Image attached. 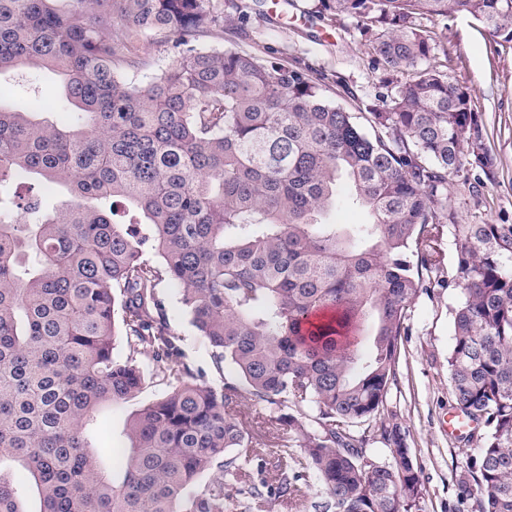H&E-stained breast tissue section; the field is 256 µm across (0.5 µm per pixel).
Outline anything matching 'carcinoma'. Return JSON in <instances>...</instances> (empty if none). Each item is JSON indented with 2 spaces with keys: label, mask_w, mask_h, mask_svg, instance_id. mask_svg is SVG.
Here are the masks:
<instances>
[{
  "label": "carcinoma",
  "mask_w": 512,
  "mask_h": 512,
  "mask_svg": "<svg viewBox=\"0 0 512 512\" xmlns=\"http://www.w3.org/2000/svg\"><path fill=\"white\" fill-rule=\"evenodd\" d=\"M316 9L362 21L387 73L361 122L307 67L203 47L212 0H0V72L59 73L75 115L60 125L0 106V512H28L31 489L35 512H229L240 495L298 505L311 478L315 512H412L421 467L381 412L409 310L445 283V224L463 295L451 410L480 442L457 495L472 512H512V224L456 223L448 177L492 182L494 158L422 27L466 15L511 43L512 0ZM153 36L175 39L173 54L142 84L130 74ZM46 185L70 201L44 209ZM351 206L369 222L323 220ZM164 281L217 377L185 362ZM145 364L173 390L129 421L117 482L89 430L101 405L141 391ZM247 410L266 428L246 429ZM376 442L389 458L370 453ZM265 454L273 483L246 478Z\"/></svg>",
  "instance_id": "1"
}]
</instances>
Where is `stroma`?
I'll list each match as a JSON object with an SVG mask.
<instances>
[{"mask_svg":"<svg viewBox=\"0 0 512 512\" xmlns=\"http://www.w3.org/2000/svg\"><path fill=\"white\" fill-rule=\"evenodd\" d=\"M317 0H216L220 17L202 39L205 47H235L281 62L302 60L315 73L328 75L330 98L351 112L373 101L385 77L373 57L369 38L354 18L316 14ZM429 35L441 41L449 78L471 93V108L482 115L486 144L497 158L493 183L476 185L475 174L463 171L448 179V199L459 223L512 224V43L494 40L474 19L460 16L427 24ZM48 101L51 120L69 121L70 106L60 82L45 70H34L22 82L0 78V102L40 111ZM171 330L181 340L187 362L211 370L210 349L199 336L180 300L178 287L163 283ZM461 301L457 286L436 289L413 304L401 338L397 380L382 411L385 418L408 428V444L421 467L423 496L420 512H466L456 495L455 479L476 454V443L448 435L442 418L451 401L448 353L454 334V313ZM163 388L146 377L140 393L124 403L102 408L97 416L98 443L120 460L130 444L127 419L154 402Z\"/></svg>","mask_w":512,"mask_h":512,"instance_id":"1","label":"stroma"}]
</instances>
